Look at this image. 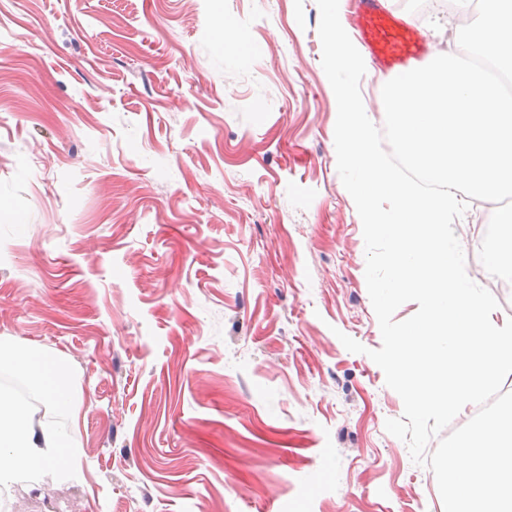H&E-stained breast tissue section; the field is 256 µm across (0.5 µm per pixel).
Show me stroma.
<instances>
[{
	"label": "stroma",
	"mask_w": 512,
	"mask_h": 512,
	"mask_svg": "<svg viewBox=\"0 0 512 512\" xmlns=\"http://www.w3.org/2000/svg\"><path fill=\"white\" fill-rule=\"evenodd\" d=\"M447 50L454 0H386ZM231 23L243 45H223ZM316 0H0V341L72 367L79 468L0 512H444L337 170ZM495 209L453 228L477 284ZM348 335L365 346L349 352Z\"/></svg>",
	"instance_id": "35a3bbf8"
}]
</instances>
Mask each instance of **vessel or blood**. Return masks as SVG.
<instances>
[{
    "instance_id": "b4317fda",
    "label": "vessel or blood",
    "mask_w": 512,
    "mask_h": 512,
    "mask_svg": "<svg viewBox=\"0 0 512 512\" xmlns=\"http://www.w3.org/2000/svg\"><path fill=\"white\" fill-rule=\"evenodd\" d=\"M358 2L361 38L380 66L399 75L424 59L427 48L420 31L386 10L381 0Z\"/></svg>"
}]
</instances>
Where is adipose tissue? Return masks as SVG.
<instances>
[{
  "label": "adipose tissue",
  "mask_w": 512,
  "mask_h": 512,
  "mask_svg": "<svg viewBox=\"0 0 512 512\" xmlns=\"http://www.w3.org/2000/svg\"><path fill=\"white\" fill-rule=\"evenodd\" d=\"M0 368L19 373L38 388L48 405L78 417L79 409L70 386L71 369L45 353L0 352ZM76 454L70 434L57 430L6 390L0 391V485L21 478H35L48 469L74 467Z\"/></svg>",
  "instance_id": "1"
}]
</instances>
